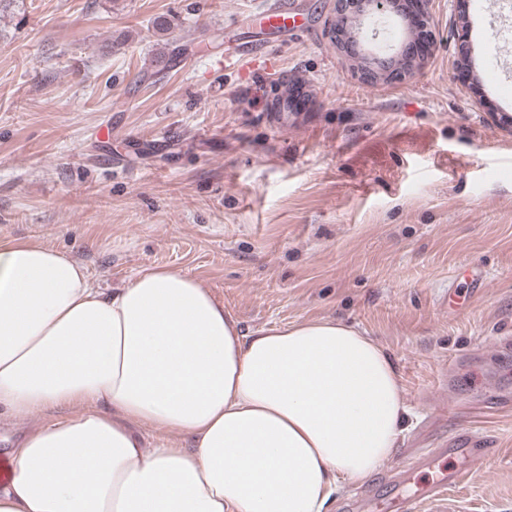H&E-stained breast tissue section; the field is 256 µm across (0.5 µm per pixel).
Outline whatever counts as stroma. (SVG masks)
<instances>
[{
    "instance_id": "stroma-1",
    "label": "stroma",
    "mask_w": 512,
    "mask_h": 512,
    "mask_svg": "<svg viewBox=\"0 0 512 512\" xmlns=\"http://www.w3.org/2000/svg\"><path fill=\"white\" fill-rule=\"evenodd\" d=\"M458 2L426 0L425 67L381 82L332 45L334 0H288L305 35L223 67L209 37L267 0H0V238L56 248L101 288L182 271L247 334L361 330L409 408L388 467L480 434L493 455L442 504L512 512V418L485 409L512 338V83L479 70L494 49L460 65L477 22ZM282 77L306 106L276 122L264 90ZM470 262L488 274L475 294Z\"/></svg>"
}]
</instances>
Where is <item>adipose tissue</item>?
I'll list each match as a JSON object with an SVG mask.
<instances>
[{
	"label": "adipose tissue",
	"instance_id": "adipose-tissue-1",
	"mask_svg": "<svg viewBox=\"0 0 512 512\" xmlns=\"http://www.w3.org/2000/svg\"><path fill=\"white\" fill-rule=\"evenodd\" d=\"M56 408L0 458V512H323L408 413L393 359L350 325L247 335L186 273L107 292L54 248L0 239V411ZM156 425L191 447L145 448Z\"/></svg>",
	"mask_w": 512,
	"mask_h": 512
}]
</instances>
